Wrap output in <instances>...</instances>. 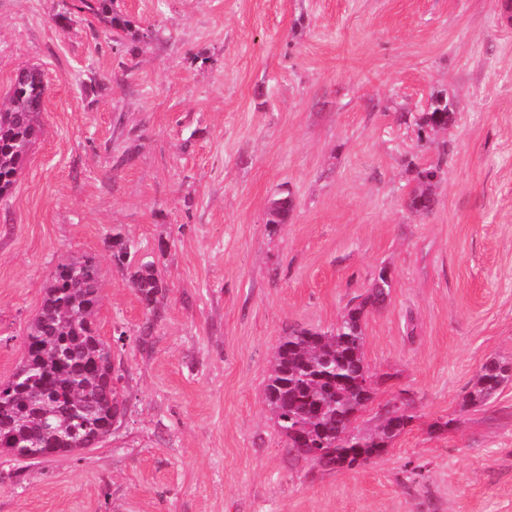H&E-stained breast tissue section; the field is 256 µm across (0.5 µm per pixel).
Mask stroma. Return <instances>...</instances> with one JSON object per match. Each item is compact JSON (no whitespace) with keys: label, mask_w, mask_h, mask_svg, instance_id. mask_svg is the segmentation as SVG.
<instances>
[{"label":"stroma","mask_w":512,"mask_h":512,"mask_svg":"<svg viewBox=\"0 0 512 512\" xmlns=\"http://www.w3.org/2000/svg\"><path fill=\"white\" fill-rule=\"evenodd\" d=\"M0 0V104L18 71L49 86L29 161L0 200V381L18 368L66 258L100 272L125 416L99 447L0 457V512H512V5L507 0ZM459 110L420 141L407 115ZM441 164L435 205L405 206ZM291 192L285 224L269 205ZM167 287L149 319L112 261L113 228ZM365 359L412 424L387 454L322 471L264 403L290 329L328 331L374 284ZM72 7L109 25L113 30H125L128 21L112 10V0H73ZM508 362L491 360L476 375L469 391L465 395L467 406H484L488 404L505 383L512 381V367Z\"/></svg>","instance_id":"obj_1"}]
</instances>
